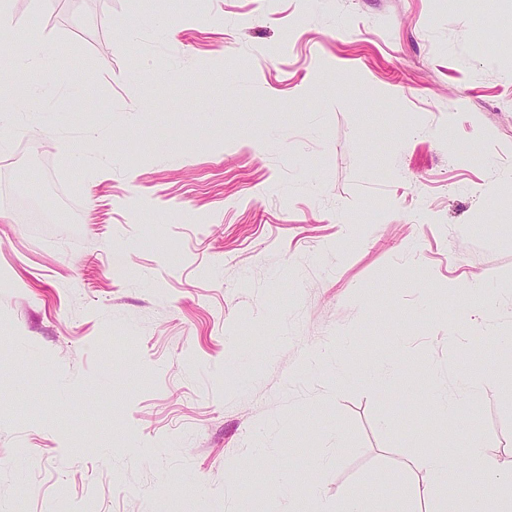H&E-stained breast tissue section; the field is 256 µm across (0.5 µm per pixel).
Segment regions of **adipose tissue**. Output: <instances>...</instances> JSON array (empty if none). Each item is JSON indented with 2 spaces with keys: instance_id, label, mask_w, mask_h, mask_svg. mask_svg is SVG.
<instances>
[{
  "instance_id": "1",
  "label": "adipose tissue",
  "mask_w": 512,
  "mask_h": 512,
  "mask_svg": "<svg viewBox=\"0 0 512 512\" xmlns=\"http://www.w3.org/2000/svg\"><path fill=\"white\" fill-rule=\"evenodd\" d=\"M469 469L463 480L447 486L443 479L448 471V454L444 451L431 452L416 459L415 465L439 479V487L418 486L413 490L414 497L426 503V512H455L454 504L458 497L467 496L470 512H485V500L493 485L500 481L501 476L495 465L489 460L482 448L471 447L468 454ZM324 462H317L310 481L292 480L283 464L270 463L265 467L264 475L272 483L278 484L288 492V503L293 507H301L304 501L320 503L321 512H399L393 502L380 500L374 506H367L364 498L357 494H349L337 505L321 503L320 488L323 483Z\"/></svg>"
}]
</instances>
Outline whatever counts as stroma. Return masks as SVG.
Returning <instances> with one entry per match:
<instances>
[{"label":"stroma","instance_id":"stroma-1","mask_svg":"<svg viewBox=\"0 0 512 512\" xmlns=\"http://www.w3.org/2000/svg\"><path fill=\"white\" fill-rule=\"evenodd\" d=\"M14 23L53 54H0V512H288L266 462L307 474L335 434L331 501L418 512L411 461L447 451L452 484L474 444L512 474V0ZM49 184L84 223H31ZM465 374L459 423L421 406ZM52 53V45L48 42L23 43L16 57H24V61L34 65L44 63Z\"/></svg>","mask_w":512,"mask_h":512}]
</instances>
